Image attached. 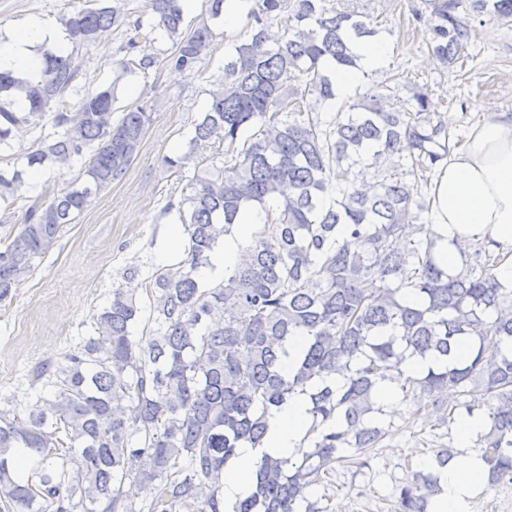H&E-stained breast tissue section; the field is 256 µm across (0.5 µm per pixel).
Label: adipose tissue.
<instances>
[{
    "label": "adipose tissue",
    "instance_id": "1",
    "mask_svg": "<svg viewBox=\"0 0 512 512\" xmlns=\"http://www.w3.org/2000/svg\"><path fill=\"white\" fill-rule=\"evenodd\" d=\"M41 44L59 47L63 40L54 26L39 20L30 22L21 34L0 38V71L18 76L37 73L41 62L34 48ZM356 52L358 67L336 73L337 97L351 94L364 73L385 65L388 45L372 38L361 42ZM476 109L482 112V120L471 128L466 142L451 152L427 189L429 222L438 237L435 256L451 270L459 264L453 241L484 243L500 258L499 282L512 289V113L497 111L487 101L477 103ZM264 221L261 209L239 212L231 234L211 256L215 273L234 268L255 226ZM309 408L306 396H294L270 419L262 446L240 444L224 468V512H233L234 505L251 494L263 457L292 459L303 453L311 422ZM485 428V419L478 414L458 422L459 452L440 475L442 490L433 498L430 512H471L472 501L487 479L488 467L472 448Z\"/></svg>",
    "mask_w": 512,
    "mask_h": 512
}]
</instances>
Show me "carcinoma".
<instances>
[{
    "label": "carcinoma",
    "instance_id": "carcinoma-1",
    "mask_svg": "<svg viewBox=\"0 0 512 512\" xmlns=\"http://www.w3.org/2000/svg\"><path fill=\"white\" fill-rule=\"evenodd\" d=\"M326 2L252 0L251 33L194 124L191 143L211 154L165 158L175 173L197 168L163 206L183 227L186 258L143 279L145 338L130 331L141 299L113 288L92 315L95 334L37 368L41 389L25 416L0 411V512H138L123 492L132 475L147 493L165 482L148 512H221L224 466L240 443L262 444L268 418L296 394L310 404V453L264 458L255 491L233 512H325L307 490L337 464L368 466L389 435L376 401L384 382L405 401L427 399L430 428L445 436L458 417L483 415L475 447L488 484H512V290L496 278L499 258L475 243L451 242L456 271L438 264L424 223L430 203L406 183H428L461 141L428 89L394 107V75L336 103L328 120L304 109L306 95L322 106L336 99V71L357 66L355 46L378 34L368 16ZM427 2L428 49L446 69L468 58L469 14L512 22V0ZM184 14L182 0H147L142 12L130 0H85L63 19L72 51L43 50L30 78L0 73V304L137 156L153 112L118 110L120 80L200 72L214 32L204 18L183 30ZM111 27L124 42L117 75L80 94L74 54ZM157 31L172 43L162 58L149 47ZM17 95L28 111L12 109ZM19 125L38 136L16 157L8 150ZM84 156L68 186L22 193L19 166ZM368 163L385 166L371 192L356 187L355 169ZM250 206L270 223L254 230L233 271L203 287L199 269ZM297 336L305 344L287 371ZM410 356L436 365L409 374ZM13 448L35 458L24 479L14 476ZM432 452L430 470L396 487L397 512H429L452 457L443 444Z\"/></svg>",
    "mask_w": 512,
    "mask_h": 512
}]
</instances>
